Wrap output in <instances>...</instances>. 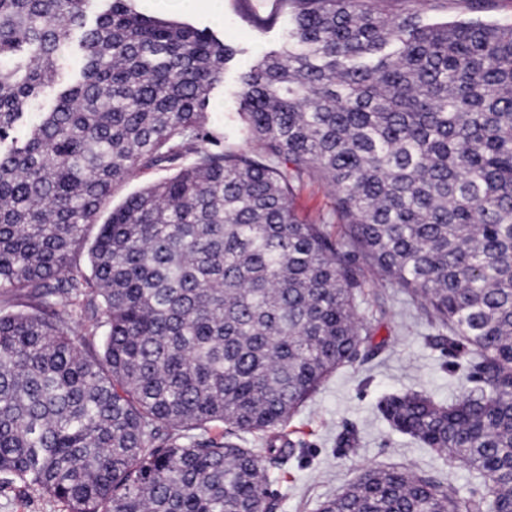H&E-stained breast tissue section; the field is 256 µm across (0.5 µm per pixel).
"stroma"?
I'll return each mask as SVG.
<instances>
[{
    "instance_id": "stroma-1",
    "label": "stroma",
    "mask_w": 512,
    "mask_h": 512,
    "mask_svg": "<svg viewBox=\"0 0 512 512\" xmlns=\"http://www.w3.org/2000/svg\"><path fill=\"white\" fill-rule=\"evenodd\" d=\"M269 0H223V22H215L207 0H197L180 22L200 28H222L227 41L240 51L228 66L223 88L210 98L211 125L223 130L228 143L241 149L250 144L237 121L238 75L259 51L283 44L288 17L280 15L261 27ZM477 17L512 25V0H490L474 11L470 0H433L421 13L423 24H443ZM294 208L302 220L318 222L332 213V193L322 182L308 181L297 191ZM357 312L371 328V340L354 363L339 367L299 408L289 429L295 442L291 456L266 462L276 512H317L322 501L335 497L368 468L409 467L449 480L461 500L481 496L484 483L468 468L447 463L432 449L394 430L378 408L386 396L415 390L448 404L462 394L453 372L456 359L434 344L438 326L412 304L406 292L379 275H369ZM0 512H62V506L42 490L0 475Z\"/></svg>"
}]
</instances>
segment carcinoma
I'll list each match as a JSON object with an SVG mask.
<instances>
[{
	"label": "carcinoma",
	"instance_id": "cac0c4a2",
	"mask_svg": "<svg viewBox=\"0 0 512 512\" xmlns=\"http://www.w3.org/2000/svg\"><path fill=\"white\" fill-rule=\"evenodd\" d=\"M276 5L286 44L239 78L244 151L207 120L232 43L140 0H0V293L35 307L0 311V474L65 512H273L263 461L371 335L361 255L474 384L382 414L486 495L368 469L318 512H512V25ZM153 168L173 174L109 212L74 274L114 186ZM307 179L340 235L296 216ZM100 225L99 224H89L86 226L84 240L83 242L75 249L72 259H71V268L74 270H79L85 274H90V266L88 260V248L96 237Z\"/></svg>",
	"mask_w": 512,
	"mask_h": 512
}]
</instances>
